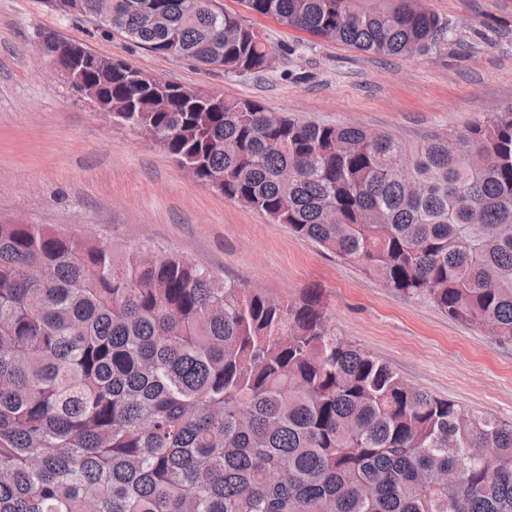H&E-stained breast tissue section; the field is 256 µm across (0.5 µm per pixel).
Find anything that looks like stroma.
Here are the masks:
<instances>
[{"label":"stroma","instance_id":"35a3bbf8","mask_svg":"<svg viewBox=\"0 0 512 512\" xmlns=\"http://www.w3.org/2000/svg\"><path fill=\"white\" fill-rule=\"evenodd\" d=\"M276 47L264 75L205 73L161 57L45 0H0V219L50 224L120 246L148 244L216 276L278 297L321 291L336 331L415 387L512 421V344L407 298L297 238L287 225L189 174L140 131L117 124L44 60L40 34L87 45L151 75L327 125H358L417 143L512 106V0H423L455 30L437 51L378 57L292 30L219 0ZM294 47L291 55L281 46Z\"/></svg>","mask_w":512,"mask_h":512}]
</instances>
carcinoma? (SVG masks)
Returning a JSON list of instances; mask_svg holds the SVG:
<instances>
[{
	"label": "carcinoma",
	"instance_id": "1",
	"mask_svg": "<svg viewBox=\"0 0 512 512\" xmlns=\"http://www.w3.org/2000/svg\"><path fill=\"white\" fill-rule=\"evenodd\" d=\"M382 57L455 37L420 0H245ZM205 72L275 50L217 0H112L98 23ZM112 120L194 179L393 292L512 343V108L410 144L265 118L53 32ZM0 512H512V422L410 384L336 332L181 256L0 220Z\"/></svg>",
	"mask_w": 512,
	"mask_h": 512
}]
</instances>
